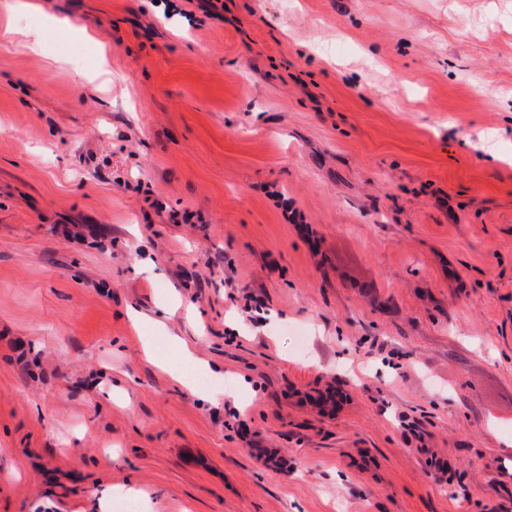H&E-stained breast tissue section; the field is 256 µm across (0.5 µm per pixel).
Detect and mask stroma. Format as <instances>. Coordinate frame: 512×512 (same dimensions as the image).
<instances>
[{"label":"stroma","mask_w":512,"mask_h":512,"mask_svg":"<svg viewBox=\"0 0 512 512\" xmlns=\"http://www.w3.org/2000/svg\"><path fill=\"white\" fill-rule=\"evenodd\" d=\"M38 2L0 512H512V0Z\"/></svg>","instance_id":"1"}]
</instances>
